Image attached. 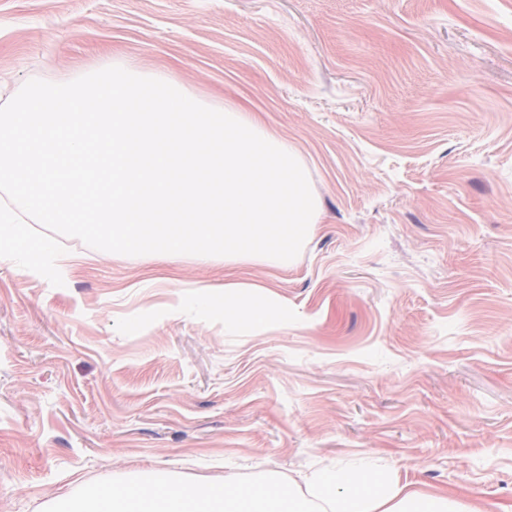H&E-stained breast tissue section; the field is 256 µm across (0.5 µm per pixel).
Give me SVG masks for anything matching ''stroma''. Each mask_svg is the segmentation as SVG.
<instances>
[{
    "label": "stroma",
    "instance_id": "35a3bbf8",
    "mask_svg": "<svg viewBox=\"0 0 512 512\" xmlns=\"http://www.w3.org/2000/svg\"><path fill=\"white\" fill-rule=\"evenodd\" d=\"M132 58L299 153L289 261L0 258V512L356 469L512 507V0H0V84ZM283 315L258 331L225 283ZM224 320L247 330L262 329L268 317L266 302L255 297L252 286L228 283L224 285Z\"/></svg>",
    "mask_w": 512,
    "mask_h": 512
}]
</instances>
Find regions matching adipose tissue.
<instances>
[{
  "mask_svg": "<svg viewBox=\"0 0 512 512\" xmlns=\"http://www.w3.org/2000/svg\"><path fill=\"white\" fill-rule=\"evenodd\" d=\"M266 302L250 286L224 289V318L247 330L264 327ZM77 512H470L447 493H430L396 482L388 466L369 457L359 470L309 475L288 482L210 484L190 489L176 481L102 487L77 496Z\"/></svg>",
  "mask_w": 512,
  "mask_h": 512,
  "instance_id": "obj_1",
  "label": "adipose tissue"
}]
</instances>
